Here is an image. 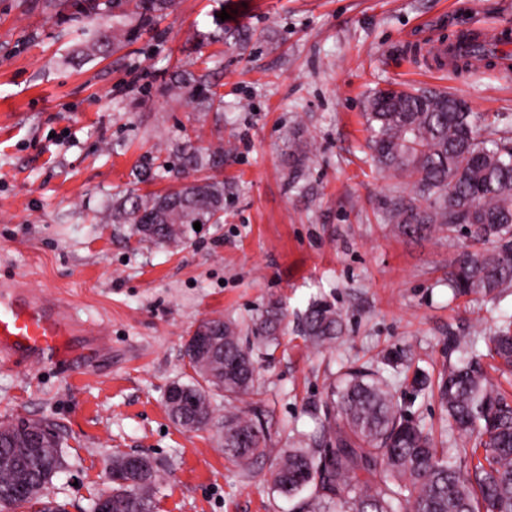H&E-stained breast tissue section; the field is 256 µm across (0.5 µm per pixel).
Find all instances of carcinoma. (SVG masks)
<instances>
[{"instance_id":"carcinoma-1","label":"carcinoma","mask_w":512,"mask_h":512,"mask_svg":"<svg viewBox=\"0 0 512 512\" xmlns=\"http://www.w3.org/2000/svg\"><path fill=\"white\" fill-rule=\"evenodd\" d=\"M69 21L95 25L83 31L100 52H118L135 43L176 6V0H47ZM451 56L456 69L494 64L495 53L469 34ZM169 89L188 93L203 112H219L224 96L206 73L179 69ZM374 160L391 176L407 178L409 193L399 195L385 215L395 233L415 238L451 237L465 232L469 244L448 267V286L458 297H487L512 288V128H500L469 111L466 102L428 90H379L365 112ZM172 152L177 164L145 161L139 172L148 182L172 176L186 179L204 166L224 165V149H203L187 135ZM224 216V183L196 179L180 188L144 197L131 190L112 208V222L130 224L142 239L171 243L186 237L195 222L219 224ZM287 313L269 305L251 332L264 351L276 345ZM216 348L204 370L185 356L196 378L181 384L184 397L166 404L171 420L190 430L207 427L212 400L224 397V455L250 473L268 451L267 438L245 419L234 402L259 381L252 350L240 341L231 320L204 322ZM311 343H332L343 332L336 308L320 299L302 318ZM495 370L512 377V321L484 338ZM415 391H430L447 424L435 433L413 419L399 403L396 384L379 370L346 368L328 387L321 435L309 447L283 448L271 488L294 497L313 493L304 512H512V391L491 380L480 360L463 356L434 378L413 375ZM468 437L471 455L448 453V427ZM60 435L50 426L20 420L0 424V499L19 486L28 490L21 504L32 512H67L47 497V485L61 465ZM125 455L112 457V512H152L157 469L153 461L139 473L124 468Z\"/></svg>"}]
</instances>
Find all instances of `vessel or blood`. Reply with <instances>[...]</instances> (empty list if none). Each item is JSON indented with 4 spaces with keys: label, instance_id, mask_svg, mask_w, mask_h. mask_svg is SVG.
I'll return each mask as SVG.
<instances>
[{
    "label": "vessel or blood",
    "instance_id": "vessel-or-blood-1",
    "mask_svg": "<svg viewBox=\"0 0 512 512\" xmlns=\"http://www.w3.org/2000/svg\"><path fill=\"white\" fill-rule=\"evenodd\" d=\"M102 336L60 305L44 301L18 280H0V359L90 366L102 355Z\"/></svg>",
    "mask_w": 512,
    "mask_h": 512
}]
</instances>
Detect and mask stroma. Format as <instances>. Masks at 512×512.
<instances>
[{
  "label": "stroma",
  "instance_id": "obj_1",
  "mask_svg": "<svg viewBox=\"0 0 512 512\" xmlns=\"http://www.w3.org/2000/svg\"><path fill=\"white\" fill-rule=\"evenodd\" d=\"M505 23L512 0H179L154 31L102 57L43 0H0V276H24L109 342L88 373L0 364V424L59 433L49 493L68 512H88L123 453L156 461L153 512H300L301 498L268 482L276 449L321 430L327 386L344 367L390 350L403 353L393 372L402 402L438 423L437 400L413 391L407 371L486 357L484 336L512 319V290L453 297L448 266L463 237L410 239L383 222L397 190L371 157L364 112L374 91L396 85L452 92L512 127V70L431 64L459 32ZM179 67L209 73L223 112L167 93ZM185 134L224 149L223 167L206 172L224 184L223 223L169 246L112 223L115 194L177 188L137 171L144 157L168 159ZM317 299L343 317L342 335L321 348L298 332ZM272 301L288 323L272 355L257 354L259 385L241 408L273 452L246 476L219 443L223 398L212 424L187 431L164 395L192 377L185 344L201 322L236 321L249 347Z\"/></svg>",
  "mask_w": 512,
  "mask_h": 512
}]
</instances>
